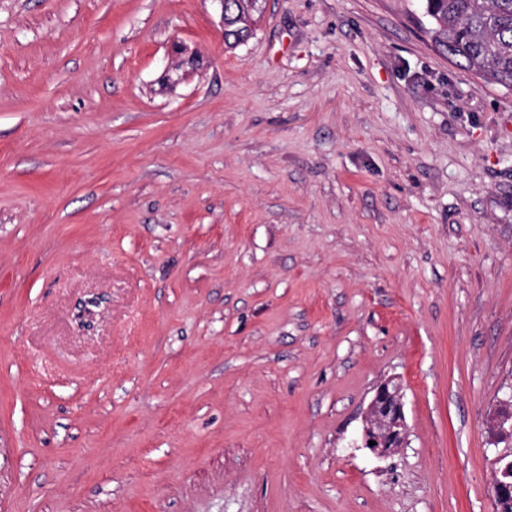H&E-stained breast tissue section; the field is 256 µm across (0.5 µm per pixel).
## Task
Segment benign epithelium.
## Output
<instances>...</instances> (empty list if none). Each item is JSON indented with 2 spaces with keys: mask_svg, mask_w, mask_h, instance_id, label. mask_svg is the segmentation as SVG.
<instances>
[{
  "mask_svg": "<svg viewBox=\"0 0 512 512\" xmlns=\"http://www.w3.org/2000/svg\"><path fill=\"white\" fill-rule=\"evenodd\" d=\"M170 56L171 64L163 75L164 83L170 87L204 66V58L178 40L172 43ZM408 437L402 385L393 378L384 380L376 386L365 410L363 447L376 458L386 459L407 447Z\"/></svg>",
  "mask_w": 512,
  "mask_h": 512,
  "instance_id": "benign-epithelium-1",
  "label": "benign epithelium"
}]
</instances>
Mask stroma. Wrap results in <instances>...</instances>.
I'll list each match as a JSON object with an SVG mask.
<instances>
[{
  "instance_id": "1",
  "label": "stroma",
  "mask_w": 512,
  "mask_h": 512,
  "mask_svg": "<svg viewBox=\"0 0 512 512\" xmlns=\"http://www.w3.org/2000/svg\"><path fill=\"white\" fill-rule=\"evenodd\" d=\"M425 6L0 0V512H494L512 90ZM259 2L260 0H227L225 3V13L228 18L233 19L238 27L246 25L240 32L250 29V38L253 36L258 19L255 15L260 12ZM171 64L166 68L162 77L164 83L170 87L176 86L180 81L204 66V58L196 52L189 51L181 41H174L170 49ZM173 74L176 78H173ZM403 388L395 379L380 382L365 410L363 447L378 459H386L406 448L409 440ZM375 441V445H369Z\"/></svg>"
}]
</instances>
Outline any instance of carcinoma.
<instances>
[{
	"instance_id": "carcinoma-1",
	"label": "carcinoma",
	"mask_w": 512,
	"mask_h": 512,
	"mask_svg": "<svg viewBox=\"0 0 512 512\" xmlns=\"http://www.w3.org/2000/svg\"><path fill=\"white\" fill-rule=\"evenodd\" d=\"M260 0H226L225 13L247 30L256 26ZM428 35L448 61L484 82L512 89V0H427ZM494 429L512 438V399L502 403Z\"/></svg>"
}]
</instances>
